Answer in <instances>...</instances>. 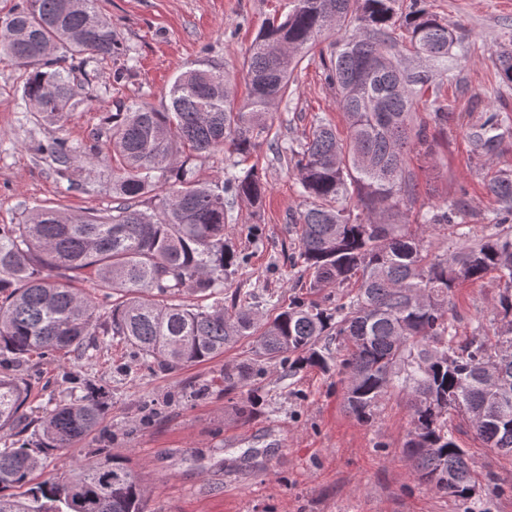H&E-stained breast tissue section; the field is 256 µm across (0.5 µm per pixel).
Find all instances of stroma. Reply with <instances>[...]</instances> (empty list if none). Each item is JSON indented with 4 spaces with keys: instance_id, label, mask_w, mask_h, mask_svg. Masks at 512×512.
Segmentation results:
<instances>
[{
    "instance_id": "1",
    "label": "stroma",
    "mask_w": 512,
    "mask_h": 512,
    "mask_svg": "<svg viewBox=\"0 0 512 512\" xmlns=\"http://www.w3.org/2000/svg\"><path fill=\"white\" fill-rule=\"evenodd\" d=\"M291 6V0H98L136 66L121 82L102 76L86 85L87 107L57 124L20 110L24 69L0 55V224L23 223L40 205L75 213L111 208V166L75 167L66 180L41 145L54 137L90 143L107 114L122 105L162 108L175 76L205 59L234 74L235 92L245 97L243 63L252 40ZM425 7L454 34L447 58L424 60L401 36L392 52L402 66L429 78L417 120L428 122L437 97L448 103L449 118L446 126L428 129L432 154L410 150L417 193L399 206L397 219L418 224L424 213L459 198L465 209L458 223L480 236L495 206L485 185L499 171L512 172V137L486 154L469 134L488 110L512 120V86L502 83L496 64L498 45L512 32V0H425ZM272 111L269 140L252 156L267 194L261 208L238 200L228 213L224 243L247 262L220 290L227 301L240 294L266 318L310 280L291 222L306 207L298 172L273 146L300 145L321 122L346 132L319 52L300 63L288 100ZM501 290L491 273L455 289L450 317L458 338L478 326L494 333ZM254 350L246 337L212 361L174 372L148 369L117 338L91 361L72 354L32 358L33 411L69 397L78 374L108 393L107 433L44 459L42 477L106 448L127 458L142 478L148 512H462L466 505L473 512H512V454L488 448L461 415L449 413L448 428L473 475L475 491L466 502L417 481L404 451L411 412L403 394H391L364 423L348 409L333 367H306L290 377L270 368L225 392V368L253 358Z\"/></svg>"
}]
</instances>
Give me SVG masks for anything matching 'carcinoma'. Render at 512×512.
<instances>
[{"label": "carcinoma", "mask_w": 512, "mask_h": 512, "mask_svg": "<svg viewBox=\"0 0 512 512\" xmlns=\"http://www.w3.org/2000/svg\"><path fill=\"white\" fill-rule=\"evenodd\" d=\"M97 0H16L0 18V53L25 68L22 100L42 119L60 123L84 105L71 81L89 62L119 54L112 22ZM423 0H293L284 18L266 24L245 61L250 95L239 101L232 79L208 62L176 76L169 104H131L109 115L93 142L61 137L41 146L68 176L72 164L98 160L95 141L112 145V197L104 213L34 208L23 224H0V432H24L31 385L22 374L32 355L77 352L89 359L106 338H121L162 372L211 360L241 336L256 337L255 358L224 371V390L261 365L293 374L331 362L345 377L355 417L372 420L399 391L411 410L406 447L417 480L467 498L468 460L448 430V411L474 415L471 425L491 448L512 449V237L500 226L512 215V173L488 191L497 204L493 231L474 236L455 223L462 201L436 207L423 224H398L393 209L412 198L406 164L412 140L432 149L427 128L413 126L414 99L428 77L403 69L390 54L405 29L415 52L443 61L453 45L447 25ZM334 35L327 82L348 120L342 139L320 123L290 153L307 207L297 225L309 291L359 281L355 294L330 309L300 295L272 322L258 325L251 306L183 305L185 290L211 296L244 259L224 247L225 208L237 199L262 203L267 184L252 166L202 182L193 161L227 151L246 157L270 130V107L288 97L290 77L319 39ZM80 58L78 65L68 61ZM499 115L488 114L470 138L493 152L505 139ZM446 225L458 251L434 254L424 236ZM490 272L503 282L495 344L481 331L456 341L449 295L459 282ZM77 280L112 291L107 316ZM85 394L60 401L34 424V440L0 449V512H146L145 490L128 460L106 454L53 480L32 482L42 456L96 431L106 391L88 381Z\"/></svg>", "instance_id": "cac0c4a2"}]
</instances>
